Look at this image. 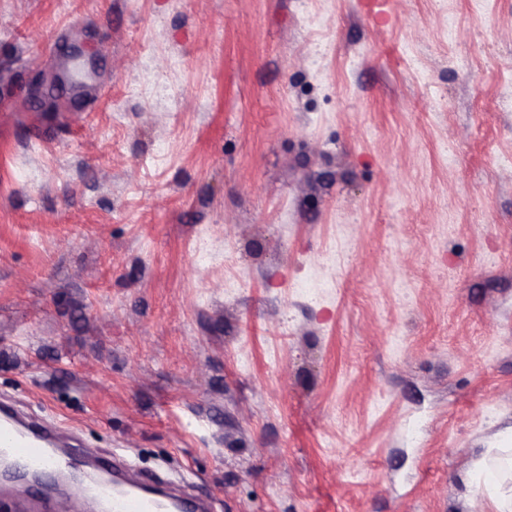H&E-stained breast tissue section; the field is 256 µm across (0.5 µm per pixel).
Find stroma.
<instances>
[{
  "mask_svg": "<svg viewBox=\"0 0 512 512\" xmlns=\"http://www.w3.org/2000/svg\"><path fill=\"white\" fill-rule=\"evenodd\" d=\"M499 151L512 0H0V405L206 512H496Z\"/></svg>",
  "mask_w": 512,
  "mask_h": 512,
  "instance_id": "1",
  "label": "stroma"
}]
</instances>
